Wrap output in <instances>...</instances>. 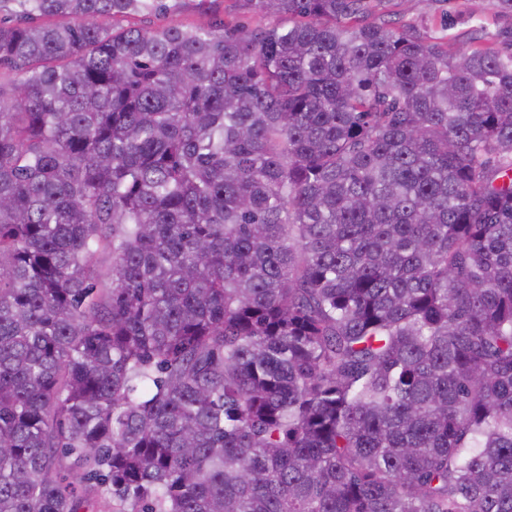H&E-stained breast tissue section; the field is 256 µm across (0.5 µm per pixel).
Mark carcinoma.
<instances>
[{"instance_id": "cac0c4a2", "label": "carcinoma", "mask_w": 512, "mask_h": 512, "mask_svg": "<svg viewBox=\"0 0 512 512\" xmlns=\"http://www.w3.org/2000/svg\"><path fill=\"white\" fill-rule=\"evenodd\" d=\"M239 2L0 0V512H512V33ZM176 2L167 13L154 15L142 13L135 17V23L144 29H154L159 26H178L190 29L210 20L211 17H221L230 23L247 24L253 28L258 18L253 14L239 9L235 0H168ZM174 2H167L172 4Z\"/></svg>"}]
</instances>
